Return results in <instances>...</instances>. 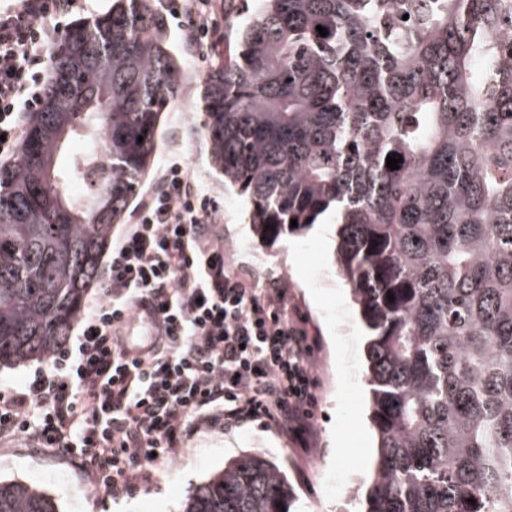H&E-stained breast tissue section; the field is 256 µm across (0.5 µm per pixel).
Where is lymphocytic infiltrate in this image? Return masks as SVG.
Returning <instances> with one entry per match:
<instances>
[{"label": "lymphocytic infiltrate", "instance_id": "1", "mask_svg": "<svg viewBox=\"0 0 512 512\" xmlns=\"http://www.w3.org/2000/svg\"><path fill=\"white\" fill-rule=\"evenodd\" d=\"M83 0L0 5V156L18 150L37 111L59 22ZM195 47L215 34L211 0H171ZM216 207L171 164L112 237L105 297L75 343L17 387L0 388V443L27 441L72 461L115 494L149 481L202 427L259 420L298 440L310 434L316 345L277 282L232 267L211 226ZM152 312L147 349L125 345L136 300Z\"/></svg>", "mask_w": 512, "mask_h": 512}]
</instances>
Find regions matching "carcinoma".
Returning a JSON list of instances; mask_svg holds the SVG:
<instances>
[{
  "label": "carcinoma",
  "instance_id": "1",
  "mask_svg": "<svg viewBox=\"0 0 512 512\" xmlns=\"http://www.w3.org/2000/svg\"><path fill=\"white\" fill-rule=\"evenodd\" d=\"M153 2L112 0L72 26L0 164V363L65 344L146 175L183 76ZM255 2L237 51L202 79L201 129L261 239L331 208L340 221L338 266L372 331L363 512H512V0ZM77 139L104 151L83 199L67 194ZM290 499L252 453L182 512ZM0 512L59 505L0 480Z\"/></svg>",
  "mask_w": 512,
  "mask_h": 512
}]
</instances>
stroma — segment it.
<instances>
[{"instance_id":"obj_1","label":"stroma","mask_w":512,"mask_h":512,"mask_svg":"<svg viewBox=\"0 0 512 512\" xmlns=\"http://www.w3.org/2000/svg\"><path fill=\"white\" fill-rule=\"evenodd\" d=\"M243 20L242 13L225 11L224 0H213L209 21L217 36L208 47L198 49L188 40L181 20L169 19L183 79L159 124L149 175L131 200L124 221L133 223L171 160H179L192 179L208 189L218 212L215 229L224 238L232 266L261 285L279 280L290 315L300 319L315 339L317 411L311 417L310 441L301 445L257 421L206 429L174 463L159 466L148 482L118 497L94 486L75 464L43 449L0 445V478L44 489L62 512H181L195 487L223 470L226 461L248 453L265 454L285 471L293 489L291 512H342L348 491L358 488L373 464L376 438L364 379L366 330L337 273L334 243L317 235L319 225L335 223L334 212L277 240H262L249 222L247 197L226 185L209 163L200 131L201 82L211 65L235 50Z\"/></svg>"}]
</instances>
